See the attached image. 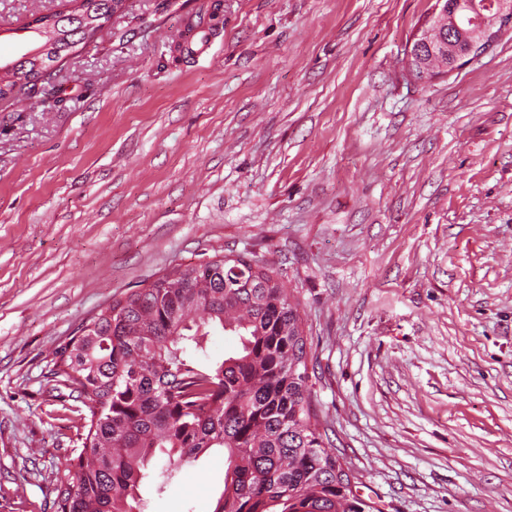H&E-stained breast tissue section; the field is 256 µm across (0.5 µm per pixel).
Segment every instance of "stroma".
Wrapping results in <instances>:
<instances>
[{
    "mask_svg": "<svg viewBox=\"0 0 512 512\" xmlns=\"http://www.w3.org/2000/svg\"><path fill=\"white\" fill-rule=\"evenodd\" d=\"M434 4L129 0L0 98V512H55L81 447L56 351L225 255L298 300L312 408L361 495L512 512V30L418 81ZM73 8L0 0V36ZM161 472L146 512H214L222 450Z\"/></svg>",
    "mask_w": 512,
    "mask_h": 512,
    "instance_id": "1",
    "label": "stroma"
}]
</instances>
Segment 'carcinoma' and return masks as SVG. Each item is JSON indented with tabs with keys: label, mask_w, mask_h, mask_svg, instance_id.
Wrapping results in <instances>:
<instances>
[{
	"label": "carcinoma",
	"mask_w": 512,
	"mask_h": 512,
	"mask_svg": "<svg viewBox=\"0 0 512 512\" xmlns=\"http://www.w3.org/2000/svg\"><path fill=\"white\" fill-rule=\"evenodd\" d=\"M471 11L448 9L466 36ZM110 16L112 0H79L35 17L38 55L0 75V98L49 79ZM257 268L243 279L222 258L174 269L112 300L57 352L50 375L87 414L55 512H145L140 487L158 456L171 475L212 448L225 466L215 512H382L353 490L315 421L298 303L277 272ZM214 330L236 348L209 355Z\"/></svg>",
	"instance_id": "1"
}]
</instances>
